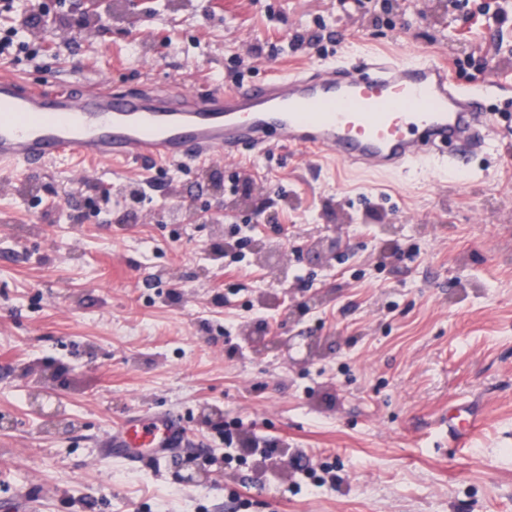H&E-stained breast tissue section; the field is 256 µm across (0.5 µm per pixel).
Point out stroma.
Here are the masks:
<instances>
[{
	"label": "stroma",
	"mask_w": 512,
	"mask_h": 512,
	"mask_svg": "<svg viewBox=\"0 0 512 512\" xmlns=\"http://www.w3.org/2000/svg\"><path fill=\"white\" fill-rule=\"evenodd\" d=\"M45 2L0 6L37 51L0 75L190 91L430 54L499 119L462 172L273 147L0 181V512H512V0ZM145 407L191 445L103 456Z\"/></svg>",
	"instance_id": "1"
}]
</instances>
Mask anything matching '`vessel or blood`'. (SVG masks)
<instances>
[{
  "mask_svg": "<svg viewBox=\"0 0 512 512\" xmlns=\"http://www.w3.org/2000/svg\"><path fill=\"white\" fill-rule=\"evenodd\" d=\"M484 96L462 88L446 64L383 53L263 80L181 90L82 91L68 83L33 86L0 77V178L54 158L146 168L264 152L269 145L331 156L357 170H405L431 159L465 170L489 141ZM186 433L170 413L126 419L104 455L139 462L165 459Z\"/></svg>",
  "mask_w": 512,
  "mask_h": 512,
  "instance_id": "1",
  "label": "vessel or blood"
}]
</instances>
